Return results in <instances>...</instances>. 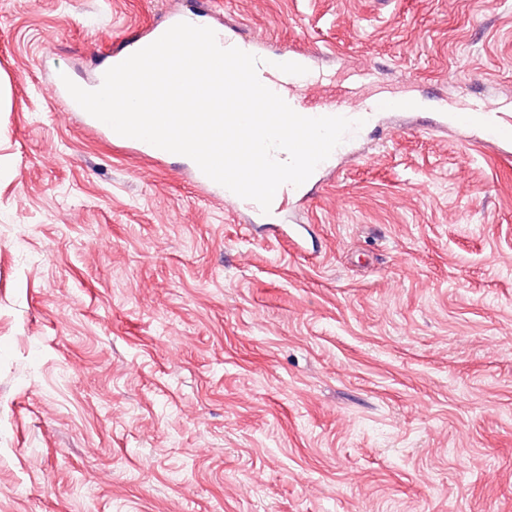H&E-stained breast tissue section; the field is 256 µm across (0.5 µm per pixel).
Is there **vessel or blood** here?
Wrapping results in <instances>:
<instances>
[{
  "label": "vessel or blood",
  "instance_id": "b4317fda",
  "mask_svg": "<svg viewBox=\"0 0 512 512\" xmlns=\"http://www.w3.org/2000/svg\"><path fill=\"white\" fill-rule=\"evenodd\" d=\"M207 15L208 11L201 2L191 11L173 13L166 25L155 26L144 36L114 46L108 54V63L112 66L117 65L134 52L153 43L165 33L167 26L183 21L194 24ZM243 49L268 62H294L306 66V74L290 76L285 82L276 79L270 85L272 91L286 98L288 105L295 112L306 117L344 116L352 120L368 121L380 111L416 112L421 107L419 100L413 97L401 99L398 104L391 105L366 94V86L372 85L375 78L376 68L372 65L354 70L349 79L345 80L329 74L310 73L312 55L305 50L281 48L270 51L263 49L261 42L254 39L245 40ZM189 176L204 195L223 198L224 201L231 203L235 210L265 216L266 220L273 224L281 223L286 199L301 197L303 193L302 187L282 185L280 192L273 198L269 212L265 213L256 202L240 198L211 180L198 166H190Z\"/></svg>",
  "mask_w": 512,
  "mask_h": 512
}]
</instances>
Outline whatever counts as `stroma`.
<instances>
[{
    "mask_svg": "<svg viewBox=\"0 0 512 512\" xmlns=\"http://www.w3.org/2000/svg\"><path fill=\"white\" fill-rule=\"evenodd\" d=\"M193 0H0V512H512V0H213L382 116L285 216L47 89ZM50 92L53 98L65 104L69 112H73L74 114H82L85 119L86 128L94 131L95 133L101 136L112 138V140L123 143L133 153L151 159H157L159 156L172 154L168 151L157 148L147 142L120 136L115 131H113L107 124L91 116L84 109H82L71 97L63 81L61 80L59 74H57L51 81Z\"/></svg>",
    "mask_w": 512,
    "mask_h": 512,
    "instance_id": "1",
    "label": "stroma"
}]
</instances>
